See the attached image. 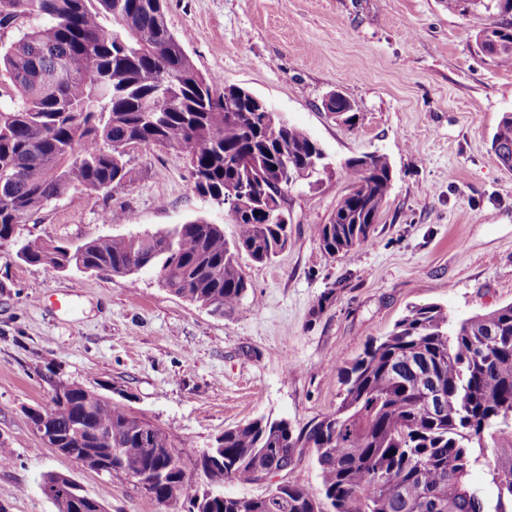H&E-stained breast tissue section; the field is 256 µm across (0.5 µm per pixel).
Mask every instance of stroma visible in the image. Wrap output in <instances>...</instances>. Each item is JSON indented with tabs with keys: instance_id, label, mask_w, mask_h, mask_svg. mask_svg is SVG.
I'll list each match as a JSON object with an SVG mask.
<instances>
[{
	"instance_id": "35a3bbf8",
	"label": "stroma",
	"mask_w": 512,
	"mask_h": 512,
	"mask_svg": "<svg viewBox=\"0 0 512 512\" xmlns=\"http://www.w3.org/2000/svg\"><path fill=\"white\" fill-rule=\"evenodd\" d=\"M172 32L205 73L247 87L324 149L332 174L288 194L291 243L272 262L241 257L243 311L219 316L135 280L59 273L19 263L0 246V504L57 512L45 475L70 476L106 512H183L158 505L122 474H98L57 454L28 412L47 407L49 372L94 387L163 429L175 446H212L257 417L302 425L341 400L336 362L385 335L408 306L439 304L465 318L512 302V173L492 135L512 113V68L477 43L495 14L465 0H166ZM352 101L357 128L322 107ZM387 155L394 183L373 243L351 259L313 234L346 181L342 165ZM134 180L111 197L72 190L22 236L80 242L160 231L217 217L184 160L130 151ZM127 223L105 224L104 210Z\"/></svg>"
}]
</instances>
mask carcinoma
Here are the masks:
<instances>
[{"instance_id": "cac0c4a2", "label": "carcinoma", "mask_w": 512, "mask_h": 512, "mask_svg": "<svg viewBox=\"0 0 512 512\" xmlns=\"http://www.w3.org/2000/svg\"><path fill=\"white\" fill-rule=\"evenodd\" d=\"M477 42L512 67V21L489 24ZM236 89L198 69L168 26L164 0H0V245L54 271L126 278L153 270L180 298L221 316L239 311L248 291L239 254L263 263L284 251V191L317 185L328 166L304 129L280 119L259 124ZM323 108L356 127L349 99L331 95ZM139 146L182 157L195 191L227 220L77 244L17 235L74 186L105 197L128 186L126 156ZM492 148L512 172V113L499 121ZM344 174L346 192L314 235L325 252L348 259L373 241L393 169L385 155L368 153L348 159ZM239 188L252 204L228 202ZM226 222L238 227L232 241ZM339 372L345 389L333 411L301 427L252 419L224 430L212 456L173 447L161 428L71 381L51 398L50 424L85 469L108 471L99 448L119 449L116 472L162 469L156 498L183 493L185 512H323L324 502L330 512H505L512 457L496 461L493 508L469 475L488 446L512 454V303L460 320L413 306ZM300 448L314 451L319 491L290 480L257 496L224 493L226 481L252 485L266 469L293 466ZM188 459L210 500L184 492Z\"/></svg>"}]
</instances>
